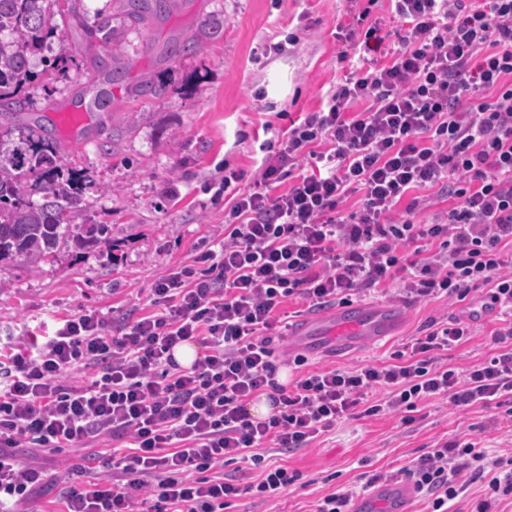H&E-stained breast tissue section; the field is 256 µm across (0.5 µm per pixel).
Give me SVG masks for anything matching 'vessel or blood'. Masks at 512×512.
I'll use <instances>...</instances> for the list:
<instances>
[{
  "label": "vessel or blood",
  "instance_id": "1",
  "mask_svg": "<svg viewBox=\"0 0 512 512\" xmlns=\"http://www.w3.org/2000/svg\"><path fill=\"white\" fill-rule=\"evenodd\" d=\"M90 121L85 107L55 113L56 127L72 144H80V132ZM330 330L325 335L310 333L309 323L296 327L291 335L295 345L315 357H339L357 351L364 343L378 342L389 337L399 325L395 308L385 305H349L332 313ZM413 498L409 484L388 482L377 485L367 497L356 501L351 512H410Z\"/></svg>",
  "mask_w": 512,
  "mask_h": 512
}]
</instances>
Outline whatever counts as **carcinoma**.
Here are the masks:
<instances>
[{"label": "carcinoma", "instance_id": "1", "mask_svg": "<svg viewBox=\"0 0 512 512\" xmlns=\"http://www.w3.org/2000/svg\"><path fill=\"white\" fill-rule=\"evenodd\" d=\"M113 12L88 19L80 0H0V116L26 111L40 73L65 76L73 59L59 39L56 16L76 24L83 44L96 50L94 70L102 82L121 84L131 62L120 54L112 19L138 28L170 13L171 0H112ZM207 30L166 44L165 57L180 61L196 50ZM84 176L63 161L59 140L34 118L21 125L0 123V262L53 259L70 241L96 245L105 241V224L85 225L75 218L82 210Z\"/></svg>", "mask_w": 512, "mask_h": 512}]
</instances>
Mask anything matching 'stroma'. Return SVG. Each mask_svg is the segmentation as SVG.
<instances>
[{
	"label": "stroma",
	"mask_w": 512,
	"mask_h": 512,
	"mask_svg": "<svg viewBox=\"0 0 512 512\" xmlns=\"http://www.w3.org/2000/svg\"><path fill=\"white\" fill-rule=\"evenodd\" d=\"M347 0H175L171 13L125 33L122 48L133 60L123 85L113 87L102 133L83 146L64 142L69 166L90 179L81 224H106L108 242L61 250L54 262L14 261L0 265V337L26 333L42 337L54 319L96 309L122 319L146 310L153 281L164 271L191 263L224 222L230 196L219 194V169L243 170L241 190L253 187L265 148L291 120L316 111L345 66L336 55L340 26L348 24ZM209 27L214 34L181 62H169L165 43ZM293 37L287 54L268 44ZM74 55L70 78L45 77L18 121L67 108L88 87L94 54L69 33ZM161 82L160 95L132 92L143 78ZM393 340L368 344L341 358L309 357L308 367L348 368L382 364L394 343L419 335L433 319L458 317L463 305L443 299L402 304ZM512 324L496 313L478 320L472 338L449 351L448 364L464 369L496 351L490 334ZM408 427L388 416L349 418L335 432L308 447L276 455L277 464L298 474L281 497L233 499L224 512H314L320 498L360 483L366 472L409 465L439 440L481 434L486 446L512 453V425H493L494 409L475 406L452 411L435 400ZM19 458L42 468L49 483L33 503L35 512H59V498L71 475L63 457L22 448Z\"/></svg>",
	"instance_id": "1"
}]
</instances>
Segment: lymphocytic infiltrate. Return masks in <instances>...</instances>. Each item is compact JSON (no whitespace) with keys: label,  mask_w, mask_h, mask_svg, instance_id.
Masks as SVG:
<instances>
[{"label":"lymphocytic infiltrate","mask_w":512,"mask_h":512,"mask_svg":"<svg viewBox=\"0 0 512 512\" xmlns=\"http://www.w3.org/2000/svg\"><path fill=\"white\" fill-rule=\"evenodd\" d=\"M389 2L395 32L356 14L361 28L339 53H359L356 65L263 159L261 189L237 194L223 234L155 279L149 312L112 324L85 311L44 341L0 345V512H20L45 483L21 448L79 449L64 512H224L230 499L296 481L264 466L263 449L297 451L346 417L407 426L438 398L512 420V325L493 332L495 355L463 370L439 357L472 336L471 321L454 317L432 320L388 364L309 371L297 354L296 379L276 380L291 301L315 310L391 289L407 303H462L482 289L512 312V0ZM285 180L287 192L270 195ZM433 188L450 205L419 221L420 192ZM353 192L360 206L342 214ZM185 343L198 347L188 366L174 357ZM263 395L273 413L258 421L248 405ZM238 459L263 467L261 479L226 478ZM465 469L485 482L473 512L512 498V454L479 438L437 443L370 481L409 479L429 512H450ZM97 470L108 482L89 479Z\"/></svg>","instance_id":"f902f5d3"}]
</instances>
